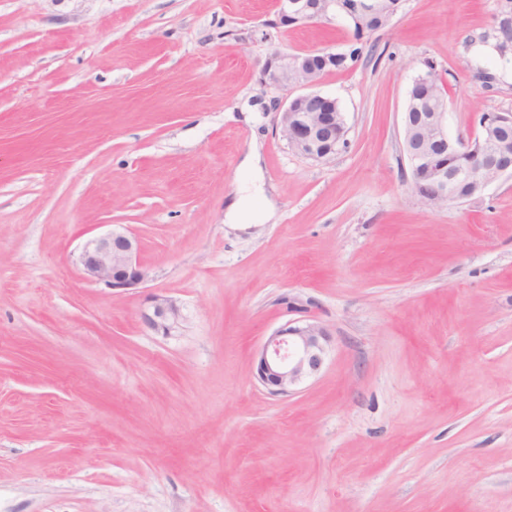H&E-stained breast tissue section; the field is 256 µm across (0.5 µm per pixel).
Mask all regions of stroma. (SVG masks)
<instances>
[{
	"label": "stroma",
	"mask_w": 512,
	"mask_h": 512,
	"mask_svg": "<svg viewBox=\"0 0 512 512\" xmlns=\"http://www.w3.org/2000/svg\"><path fill=\"white\" fill-rule=\"evenodd\" d=\"M505 3L404 0L321 80L348 132L316 162L259 80L276 50L343 49V21L0 0V512H512V177L427 204L403 140L430 64L450 136L512 113V63L474 43ZM256 140L277 219L254 195L225 223ZM115 224L152 275L123 292L76 264ZM155 293L174 335L140 321ZM307 315L328 361L271 396L255 351ZM140 320L148 330L170 335L182 325V315L175 300L164 295H151L140 311Z\"/></svg>",
	"instance_id": "stroma-1"
}]
</instances>
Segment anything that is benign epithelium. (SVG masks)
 Segmentation results:
<instances>
[{
  "mask_svg": "<svg viewBox=\"0 0 512 512\" xmlns=\"http://www.w3.org/2000/svg\"><path fill=\"white\" fill-rule=\"evenodd\" d=\"M395 11L387 0H354L351 9L336 10V0H279L276 25L299 27L325 24L336 18L355 21L361 28L382 29ZM311 53L275 52L267 62L260 84L262 92L273 93L275 123L296 154L313 161L336 154L347 141L345 115L336 111V98L316 90L320 80L310 77ZM447 106L423 119L415 112L404 113V143L410 172L425 166L426 179L415 176L413 190L428 204L459 199L458 188L469 186L479 195L504 177H512V113L496 112L491 138L476 149L474 140L448 135ZM465 162L448 168V156ZM138 239L118 224L109 233L87 240L78 255L83 276L102 282L119 292L137 288L151 278L139 262ZM143 326L169 335L182 325L175 300L155 294L140 311ZM331 342L328 329L318 321L287 323L275 330L255 351V380L272 396H289L304 380L322 370Z\"/></svg>",
  "mask_w": 512,
  "mask_h": 512,
  "instance_id": "benign-epithelium-1",
  "label": "benign epithelium"
}]
</instances>
